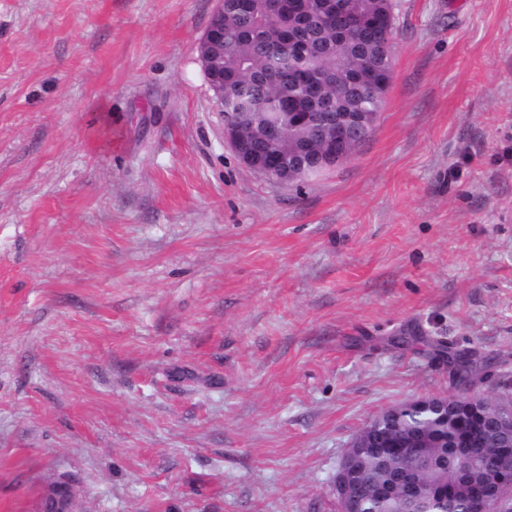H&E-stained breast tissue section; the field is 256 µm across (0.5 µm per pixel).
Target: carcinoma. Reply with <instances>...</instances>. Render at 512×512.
Instances as JSON below:
<instances>
[{"instance_id": "obj_1", "label": "carcinoma", "mask_w": 512, "mask_h": 512, "mask_svg": "<svg viewBox=\"0 0 512 512\" xmlns=\"http://www.w3.org/2000/svg\"><path fill=\"white\" fill-rule=\"evenodd\" d=\"M317 0H277V7L267 8L266 0H224V43L222 75L224 90L235 103L224 110V122L236 123L241 134L271 165L288 162V147L318 144L325 127H314L302 114L317 110L307 77L303 74L308 57L323 70L337 77L343 88L338 102L339 112H369L378 116L382 109L368 63L384 69L392 78V59L379 56V44L385 33H394V0H336V12L328 21L307 32L304 46L286 45L293 13L300 7L312 10ZM377 12L390 18V30L371 28L370 16ZM288 51L282 52V46ZM456 363L464 380L456 383L454 401L461 407L455 416L446 417L441 408L443 396H431L422 406L401 415V430L420 435L430 447L408 458L398 448H372L370 457L354 478L364 499L363 512H471L473 490L495 472L512 475V447L498 448L490 444L481 430L474 427L478 413L486 411L498 399L474 390L482 369L465 352ZM470 436L471 452L478 467L471 470V487L467 494L448 504L437 490L453 484L457 462L448 457L454 449L445 447L448 436ZM409 468L415 480L429 490L421 501L410 504L401 489L382 499L375 496L388 469Z\"/></svg>"}]
</instances>
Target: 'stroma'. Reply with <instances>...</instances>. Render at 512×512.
Here are the masks:
<instances>
[{"instance_id":"1","label":"stroma","mask_w":512,"mask_h":512,"mask_svg":"<svg viewBox=\"0 0 512 512\" xmlns=\"http://www.w3.org/2000/svg\"><path fill=\"white\" fill-rule=\"evenodd\" d=\"M395 4L371 137L282 184L217 0H0V512H338L363 425L451 390L420 337L512 387V0Z\"/></svg>"}]
</instances>
